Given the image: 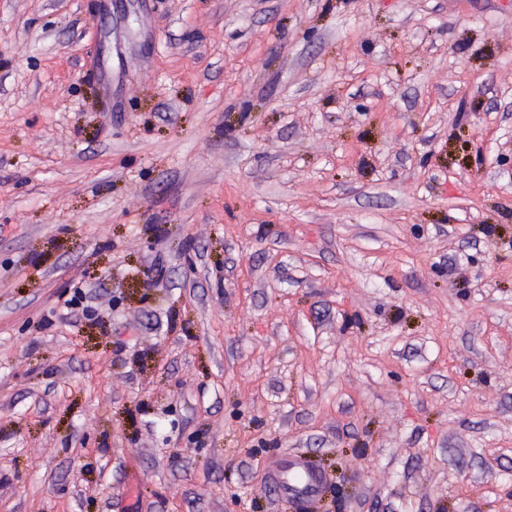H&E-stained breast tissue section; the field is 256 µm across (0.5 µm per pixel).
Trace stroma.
<instances>
[{
	"label": "stroma",
	"instance_id": "obj_1",
	"mask_svg": "<svg viewBox=\"0 0 512 512\" xmlns=\"http://www.w3.org/2000/svg\"><path fill=\"white\" fill-rule=\"evenodd\" d=\"M292 452L512 512V0H0V512H294Z\"/></svg>",
	"mask_w": 512,
	"mask_h": 512
}]
</instances>
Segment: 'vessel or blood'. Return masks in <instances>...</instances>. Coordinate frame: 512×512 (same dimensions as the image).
I'll use <instances>...</instances> for the list:
<instances>
[{"label":"vessel or blood","instance_id":"1","mask_svg":"<svg viewBox=\"0 0 512 512\" xmlns=\"http://www.w3.org/2000/svg\"><path fill=\"white\" fill-rule=\"evenodd\" d=\"M269 479L292 498L299 512H304L329 484L326 472L302 455L276 461L270 469Z\"/></svg>","mask_w":512,"mask_h":512}]
</instances>
